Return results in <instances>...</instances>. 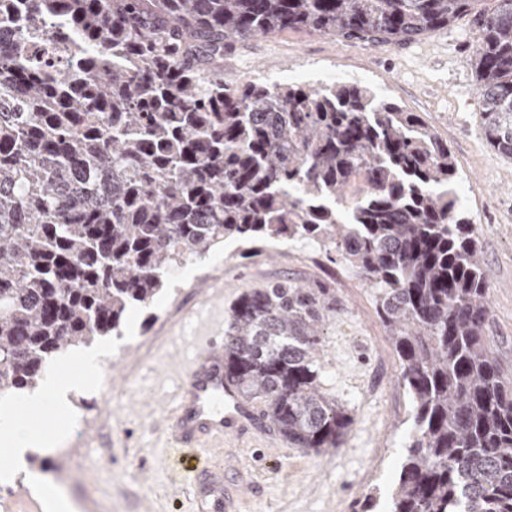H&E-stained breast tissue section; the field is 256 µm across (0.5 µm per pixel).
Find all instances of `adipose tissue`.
<instances>
[{
  "label": "adipose tissue",
  "mask_w": 512,
  "mask_h": 512,
  "mask_svg": "<svg viewBox=\"0 0 512 512\" xmlns=\"http://www.w3.org/2000/svg\"><path fill=\"white\" fill-rule=\"evenodd\" d=\"M67 391V386L58 380L47 379L26 399L20 410L0 422V444L16 454L39 444L42 431L40 420L34 415L35 409L49 406L57 412H64L68 404Z\"/></svg>",
  "instance_id": "ef3b65f1"
}]
</instances>
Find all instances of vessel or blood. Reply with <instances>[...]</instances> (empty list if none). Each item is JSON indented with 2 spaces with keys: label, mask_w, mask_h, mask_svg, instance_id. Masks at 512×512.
<instances>
[{
  "label": "vessel or blood",
  "mask_w": 512,
  "mask_h": 512,
  "mask_svg": "<svg viewBox=\"0 0 512 512\" xmlns=\"http://www.w3.org/2000/svg\"><path fill=\"white\" fill-rule=\"evenodd\" d=\"M175 406L173 422L165 431L179 448H200L212 438L228 433L245 434L258 421L253 408L245 405L236 386L224 378V348L210 339L195 352ZM208 512H227L224 477L211 476L200 488Z\"/></svg>",
  "instance_id": "1"
}]
</instances>
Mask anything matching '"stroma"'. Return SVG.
Wrapping results in <instances>:
<instances>
[{
	"instance_id": "1",
	"label": "stroma",
	"mask_w": 512,
	"mask_h": 512,
	"mask_svg": "<svg viewBox=\"0 0 512 512\" xmlns=\"http://www.w3.org/2000/svg\"><path fill=\"white\" fill-rule=\"evenodd\" d=\"M472 16L420 39L371 44L319 33L259 36L224 56L228 78L268 84L353 82L418 113L447 142L457 163L456 190L470 213L490 286L485 337L512 372V159L494 151L480 127L470 61ZM290 280L327 288L336 311L323 325V392L353 422L339 448L315 453L268 435L258 425L197 450H175L164 422L176 404L198 342L223 337L233 303L246 291ZM376 290L335 251L305 241L249 250L230 241L206 262L178 269L153 306L106 336L107 377L72 387L67 414L76 431L40 411L46 439L23 461L26 481L12 484L0 512L40 501L33 474L60 478L75 512H200L194 487L205 469L224 471L239 494L238 512H387L404 454L412 404L375 309Z\"/></svg>"
}]
</instances>
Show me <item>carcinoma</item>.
I'll return each instance as SVG.
<instances>
[{"instance_id":"1","label":"carcinoma","mask_w":512,"mask_h":512,"mask_svg":"<svg viewBox=\"0 0 512 512\" xmlns=\"http://www.w3.org/2000/svg\"><path fill=\"white\" fill-rule=\"evenodd\" d=\"M0 0V399L117 330L228 240L330 243L376 288L413 406L390 512H512V376L448 144L357 84L224 79V54L306 30L405 42L475 14L487 143L512 159V0ZM328 289L229 314L224 373L289 442L337 448L320 388Z\"/></svg>"}]
</instances>
